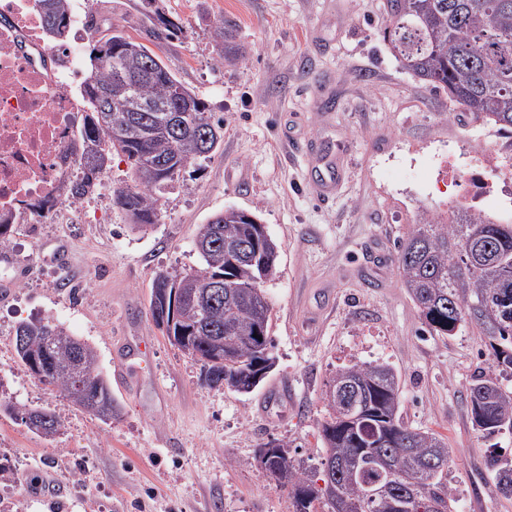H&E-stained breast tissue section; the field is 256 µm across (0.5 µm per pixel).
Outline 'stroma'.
<instances>
[{"label":"stroma","mask_w":512,"mask_h":512,"mask_svg":"<svg viewBox=\"0 0 512 512\" xmlns=\"http://www.w3.org/2000/svg\"><path fill=\"white\" fill-rule=\"evenodd\" d=\"M97 35L122 28L145 41L154 13L191 23L154 45L222 124L219 147L159 193L161 214L131 229L114 193L131 183L113 153L99 193L84 198L96 224H21L0 264V400L50 407L64 426L45 440L0 412V512H289L261 472L270 439L320 466L317 422L337 368L384 362L398 372L405 423L440 433L453 460L455 512H512L488 458L512 459V432L487 437L471 419L468 387L492 368L471 327L437 336L422 324L394 264V248L434 199L436 155L480 138L510 141L493 123L448 113V97L406 73L383 38V0H95ZM229 22L241 58L224 62L212 37ZM335 151L336 192L311 184L304 144ZM256 215L278 245L263 285L276 368L250 395L212 389L199 364L154 324L156 276L199 268L196 234L216 214ZM49 319L93 344L120 412L104 422L42 384L17 358L15 328ZM148 340L149 361L128 389L121 348Z\"/></svg>","instance_id":"stroma-1"}]
</instances>
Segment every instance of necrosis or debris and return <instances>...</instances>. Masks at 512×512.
<instances>
[{
	"label": "necrosis or debris",
	"instance_id": "obj_1",
	"mask_svg": "<svg viewBox=\"0 0 512 512\" xmlns=\"http://www.w3.org/2000/svg\"><path fill=\"white\" fill-rule=\"evenodd\" d=\"M79 75L77 48L50 49L34 0H0V213L13 223L53 224L68 209L64 185L82 162L73 148L85 110ZM436 167L460 187L437 208L512 222V153L479 140L438 154ZM491 199L502 202L497 212L486 210Z\"/></svg>",
	"mask_w": 512,
	"mask_h": 512
}]
</instances>
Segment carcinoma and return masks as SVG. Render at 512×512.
I'll return each instance as SVG.
<instances>
[{
    "label": "carcinoma",
    "instance_id": "cac0c4a2",
    "mask_svg": "<svg viewBox=\"0 0 512 512\" xmlns=\"http://www.w3.org/2000/svg\"><path fill=\"white\" fill-rule=\"evenodd\" d=\"M50 2L41 11L46 37L64 46L69 34L68 0ZM385 31L390 49L401 67L430 87L448 94L451 111L481 116L501 130L512 129V0H385ZM151 37L169 40L186 35L184 24L156 13ZM236 29L223 23L214 40L223 58L237 53ZM90 67L81 85L88 106L81 130L79 174L65 186L68 198L81 200L97 188L98 175L116 151L127 158L134 186L122 188L114 203L136 227L159 220L156 192L188 164L217 147L204 144L196 128L218 130L206 103L186 87L145 44L123 31L97 40L90 51ZM138 75L133 93L137 112L106 113L99 120L98 92L112 88L119 72ZM191 104L187 122L193 128L175 136L166 131L176 99ZM260 236L245 214L230 215L224 223L200 226L195 241L202 266L170 281L181 298L179 318L162 328L165 336L187 330L181 351L201 363L204 383L215 389L248 395L263 382L253 369L255 360L275 365L272 339L266 335L270 306L256 255L277 257L274 241L249 247ZM395 263L419 317L430 331L453 335L460 327H475L488 342L494 372L473 376L468 397L475 427L492 435L512 431V391L502 387L497 373L512 374V224H496L464 209L452 223L424 215L400 242ZM228 277L222 292L205 297L210 280ZM260 326L265 335L253 338ZM27 337L26 349H15L22 365L35 352L42 374L39 380L59 389L74 405L109 421L118 411L112 388L103 374L97 349L86 340L74 345V335L49 320L24 322L15 336ZM327 416L318 423L323 445L322 471L336 468L331 487L319 488L300 462L288 454V444L273 439L259 452L267 454L262 473L287 493L291 512H433L427 502L454 512L448 484L450 457L443 438L409 427L400 415L397 374L387 363H355L336 370L325 391ZM47 420L35 429L45 439L58 435L63 422L44 409ZM390 461L384 477L387 492L374 501L362 497L361 485L344 476L339 466L364 470L375 480L374 457ZM489 470L502 495L512 497V466L491 452Z\"/></svg>",
    "mask_w": 512,
    "mask_h": 512
}]
</instances>
